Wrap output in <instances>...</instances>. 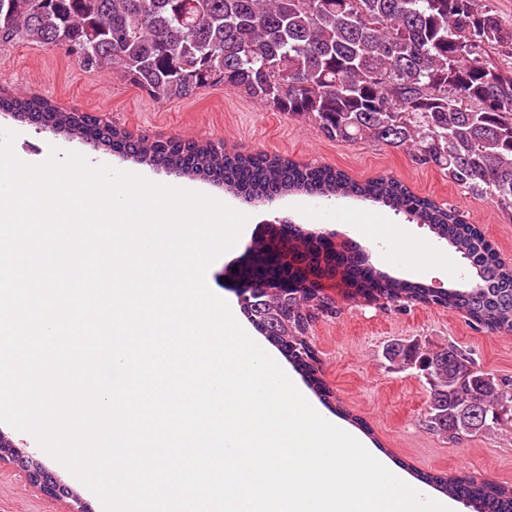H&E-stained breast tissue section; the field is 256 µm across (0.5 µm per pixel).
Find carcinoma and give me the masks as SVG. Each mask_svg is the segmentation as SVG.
Wrapping results in <instances>:
<instances>
[{
	"label": "carcinoma",
	"instance_id": "1",
	"mask_svg": "<svg viewBox=\"0 0 512 512\" xmlns=\"http://www.w3.org/2000/svg\"><path fill=\"white\" fill-rule=\"evenodd\" d=\"M61 45L87 71L105 72L157 102L209 85L240 90L277 112L315 123L331 140H369L437 167L474 195L512 214V26L490 0H0V43ZM0 112L40 113L74 135L92 118L36 95L0 96ZM138 164L162 165L224 186L245 201L286 193L326 200L357 197L425 224L468 260L465 289L436 290L377 271L356 250L288 230V242L336 267L348 286L388 303L418 302L462 311L490 331L512 332V267L454 209L401 182H357L326 165L242 154L211 143L135 138L114 127L102 136ZM325 297L288 275L242 305L254 328L283 351L322 399L309 336ZM390 359L429 386L428 426L459 440L466 408L494 426L502 409L468 354L450 345L397 344ZM418 479L473 512H512V486L428 473Z\"/></svg>",
	"mask_w": 512,
	"mask_h": 512
}]
</instances>
